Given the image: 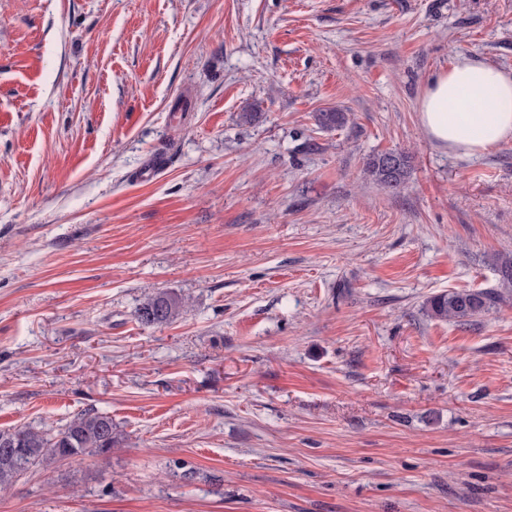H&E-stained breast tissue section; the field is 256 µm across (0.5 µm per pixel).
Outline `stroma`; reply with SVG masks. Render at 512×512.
Masks as SVG:
<instances>
[{
	"mask_svg": "<svg viewBox=\"0 0 512 512\" xmlns=\"http://www.w3.org/2000/svg\"><path fill=\"white\" fill-rule=\"evenodd\" d=\"M460 52L512 71V0H0V429L123 437L0 512H512V141L417 111ZM412 157L405 151H387L369 155L364 163L367 176L378 186L398 191L410 176ZM502 302V294L494 289L448 291L428 297L424 309L432 318L467 324L497 309ZM186 306L185 300L159 292L147 298L136 310V319L144 325H162L172 321Z\"/></svg>",
	"mask_w": 512,
	"mask_h": 512,
	"instance_id": "35a3bbf8",
	"label": "stroma"
}]
</instances>
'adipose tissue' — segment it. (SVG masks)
Masks as SVG:
<instances>
[{"mask_svg": "<svg viewBox=\"0 0 512 512\" xmlns=\"http://www.w3.org/2000/svg\"><path fill=\"white\" fill-rule=\"evenodd\" d=\"M418 112L437 144L464 155L487 153L512 140V72L456 54L425 88Z\"/></svg>", "mask_w": 512, "mask_h": 512, "instance_id": "adipose-tissue-1", "label": "adipose tissue"}]
</instances>
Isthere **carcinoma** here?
Wrapping results in <instances>:
<instances>
[{
  "instance_id": "carcinoma-1",
  "label": "carcinoma",
  "mask_w": 512,
  "mask_h": 512,
  "mask_svg": "<svg viewBox=\"0 0 512 512\" xmlns=\"http://www.w3.org/2000/svg\"><path fill=\"white\" fill-rule=\"evenodd\" d=\"M315 121L321 129L332 131L348 122V114L337 110L318 112ZM411 169L412 157L405 151L372 154L364 163L367 176L389 191L404 187ZM502 302V294L494 289L461 290L428 297L424 309L432 318L466 324L497 309ZM185 306V300L159 292L148 297L135 316L144 325H162L172 321ZM121 441L112 417L94 409L77 414L57 429H0V491L10 489L28 470L42 464L80 456L106 457Z\"/></svg>"
}]
</instances>
